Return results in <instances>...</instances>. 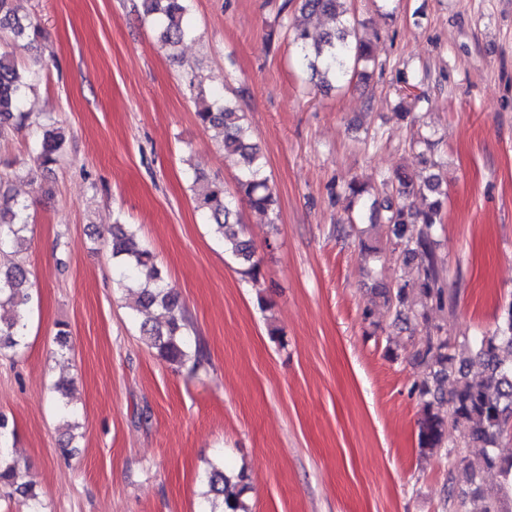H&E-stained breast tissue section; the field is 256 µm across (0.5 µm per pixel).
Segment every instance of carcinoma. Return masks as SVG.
Instances as JSON below:
<instances>
[{
	"instance_id": "obj_1",
	"label": "carcinoma",
	"mask_w": 512,
	"mask_h": 512,
	"mask_svg": "<svg viewBox=\"0 0 512 512\" xmlns=\"http://www.w3.org/2000/svg\"><path fill=\"white\" fill-rule=\"evenodd\" d=\"M191 0H142L144 15L157 24L160 41L174 48L190 37L186 18ZM299 15L289 23L293 42L299 46L302 64L312 77L330 85L347 76L368 78L359 66L372 60L369 37L360 23L349 16L346 0H298ZM320 15L332 21L333 27L312 29L308 19ZM26 37L37 43L44 39L39 24L24 22L14 14L13 0H0V40L4 37ZM30 75L20 71L6 52H0V135L8 129L25 126L27 113L23 106ZM195 116L206 131H214L224 148V156H235L239 163L236 197L263 216L267 223L277 224L278 202L265 174L263 157L244 122L238 102L232 98L208 102L197 93ZM66 137L55 123L43 124L36 136L33 165L25 167L26 177L35 182L39 171L55 164L64 151ZM395 178L398 193L426 194L430 201L422 208L399 204L386 209L384 223L389 228V241L403 255L404 263L417 264L414 280L400 278L377 289L379 304L396 321L426 318L430 306H446L453 311L456 294L445 291L442 261L434 249L433 232L439 219L443 199L442 177L431 172L415 184L413 175L399 171ZM198 208L209 219L213 233L223 241L224 253L235 258L242 274L257 278L260 268L253 261L250 241L244 238L243 225L235 219L232 198L224 182L212 181L198 194ZM29 229V204L9 194L0 181V256L18 252ZM107 245L112 258L118 260L119 284L133 299L137 312L159 308L163 320L149 319L140 323L145 342L159 357L169 363L189 368L195 373L205 361L201 340L190 341V321L178 295L169 288L154 265L153 253L127 224H114ZM146 271L145 280L137 272ZM419 296L422 310L410 301ZM32 302V283L26 265L9 261L0 263V349L24 344L26 316ZM411 358L429 369L427 376L412 384L411 392L421 401L418 419V446L423 454L442 453L448 459V512H467V499L482 503V512H505L504 504L512 500V453L505 454L501 442L512 423V301L503 308L494 330L471 339L453 341L443 328L428 329L425 339L414 345ZM448 405V412L439 411ZM460 424L466 432L453 446H448V427ZM480 445L486 448L484 462L488 469H498L503 477L495 490L487 489L475 474L466 485L458 476L464 462V450ZM209 509L206 512H250L243 495L250 489L246 476L226 470L218 462L207 475ZM4 495L21 499L27 512H45L32 486L23 481L20 465L8 459V448L0 444V488Z\"/></svg>"
}]
</instances>
